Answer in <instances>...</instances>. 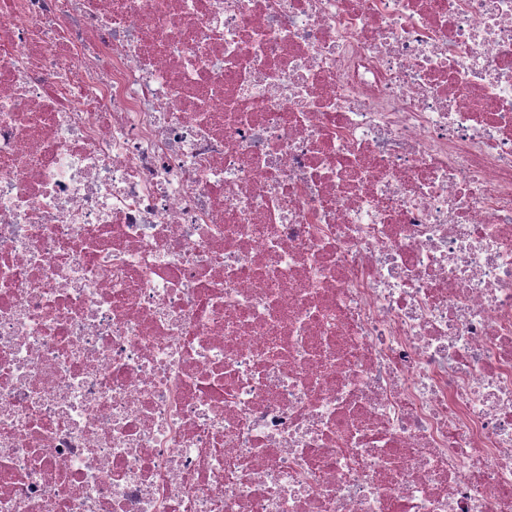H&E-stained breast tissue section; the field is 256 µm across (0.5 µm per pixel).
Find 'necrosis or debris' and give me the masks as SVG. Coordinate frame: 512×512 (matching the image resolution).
I'll return each mask as SVG.
<instances>
[{"label": "necrosis or debris", "instance_id": "necrosis-or-debris-1", "mask_svg": "<svg viewBox=\"0 0 512 512\" xmlns=\"http://www.w3.org/2000/svg\"><path fill=\"white\" fill-rule=\"evenodd\" d=\"M0 512H512V0H0Z\"/></svg>", "mask_w": 512, "mask_h": 512}]
</instances>
